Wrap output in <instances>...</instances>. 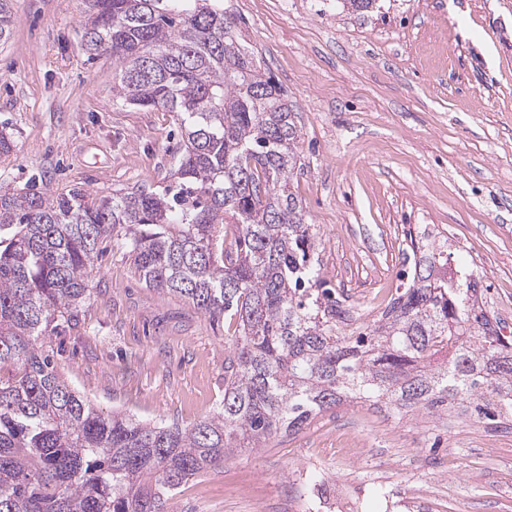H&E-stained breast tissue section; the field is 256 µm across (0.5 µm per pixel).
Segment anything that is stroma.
Listing matches in <instances>:
<instances>
[{
	"label": "stroma",
	"instance_id": "stroma-1",
	"mask_svg": "<svg viewBox=\"0 0 512 512\" xmlns=\"http://www.w3.org/2000/svg\"><path fill=\"white\" fill-rule=\"evenodd\" d=\"M262 66L288 93L304 168L294 180L320 274L364 319L409 283L406 233L433 224L453 267L479 278L512 336V0H232ZM85 0H12L0 44V191L36 183L109 195L170 180L175 113L127 105L112 57L89 59ZM76 323L47 346L105 415L209 418L235 327L146 288L120 239L102 244ZM512 512V429L417 410L341 405L293 435L243 448L177 489L171 512Z\"/></svg>",
	"mask_w": 512,
	"mask_h": 512
}]
</instances>
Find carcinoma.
<instances>
[{
    "mask_svg": "<svg viewBox=\"0 0 512 512\" xmlns=\"http://www.w3.org/2000/svg\"><path fill=\"white\" fill-rule=\"evenodd\" d=\"M11 2L0 0V43ZM229 12L225 0H89V59L114 58L127 104L179 116L170 184L0 192V368H17L0 377V512H168L175 490L232 451L344 403L512 422V338L484 311L476 274L427 241L409 237L408 287L347 335L293 191L295 112ZM115 235L147 287L235 322L213 417H105L60 375L46 336L74 322Z\"/></svg>",
    "mask_w": 512,
    "mask_h": 512,
    "instance_id": "1",
    "label": "carcinoma"
}]
</instances>
